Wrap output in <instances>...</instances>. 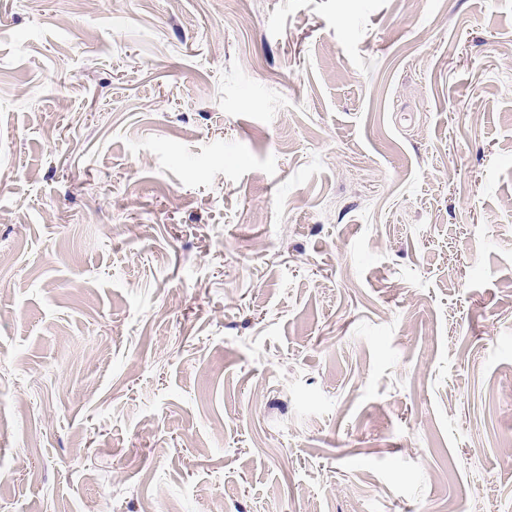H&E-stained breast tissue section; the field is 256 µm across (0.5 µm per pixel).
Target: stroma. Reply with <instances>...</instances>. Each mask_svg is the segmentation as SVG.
<instances>
[{
	"instance_id": "35a3bbf8",
	"label": "stroma",
	"mask_w": 512,
	"mask_h": 512,
	"mask_svg": "<svg viewBox=\"0 0 512 512\" xmlns=\"http://www.w3.org/2000/svg\"><path fill=\"white\" fill-rule=\"evenodd\" d=\"M512 512V0H0V512Z\"/></svg>"
}]
</instances>
